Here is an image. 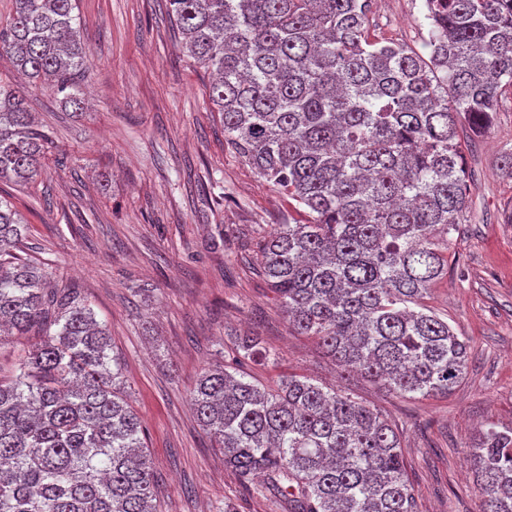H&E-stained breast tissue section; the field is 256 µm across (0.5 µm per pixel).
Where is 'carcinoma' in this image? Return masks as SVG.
<instances>
[{
  "mask_svg": "<svg viewBox=\"0 0 512 512\" xmlns=\"http://www.w3.org/2000/svg\"><path fill=\"white\" fill-rule=\"evenodd\" d=\"M224 141L306 219L276 224L259 272L285 317L345 372L390 390L447 394L468 342L420 300L443 274L437 240L468 208L457 142L480 136L512 88V0H424L428 57L370 32L372 0H167ZM77 0H13L0 54L28 84L82 110L88 69ZM49 137L0 84V183L33 180ZM24 224L0 197V342L40 341L0 378V512H157L156 477L106 325L76 288L19 254ZM205 369L192 402L242 478L285 512H418L395 429L300 375L269 389L247 361L259 336ZM482 512H512V428L471 448Z\"/></svg>",
  "mask_w": 512,
  "mask_h": 512,
  "instance_id": "cac0c4a2",
  "label": "carcinoma"
}]
</instances>
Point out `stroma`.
<instances>
[{"instance_id":"1","label":"stroma","mask_w":512,"mask_h":512,"mask_svg":"<svg viewBox=\"0 0 512 512\" xmlns=\"http://www.w3.org/2000/svg\"><path fill=\"white\" fill-rule=\"evenodd\" d=\"M92 62L75 113L49 91L28 104L51 146L25 185H0L25 224L24 252L80 288L124 364L159 484V512H282L262 479L242 484L199 426L190 394L204 370L261 336L276 365L246 372L276 387L296 373L336 384L377 409L401 436L419 512H481L468 451L479 430L512 427V88L482 136L460 126L470 204L440 248L445 271L424 305L469 344L447 396L401 395L339 377L296 335L258 272L262 231L287 198L224 141L208 73L183 54L165 0H79ZM370 27L421 48L423 0H374Z\"/></svg>"}]
</instances>
